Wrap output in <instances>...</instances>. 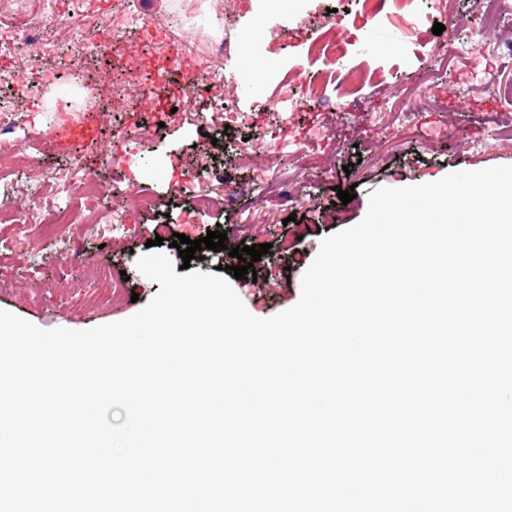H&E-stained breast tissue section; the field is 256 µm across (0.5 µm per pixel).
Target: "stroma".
<instances>
[{"mask_svg":"<svg viewBox=\"0 0 512 512\" xmlns=\"http://www.w3.org/2000/svg\"><path fill=\"white\" fill-rule=\"evenodd\" d=\"M485 0H414L423 17L412 28L395 15L381 22L391 43L372 42L361 34L359 55L376 59L384 68L385 87L354 85L349 97L332 105L302 99L290 120L270 111L279 81L291 77L304 91L319 64H291L327 29L330 10L352 14L358 0H234L224 8L216 0H25L24 6L0 5V35L26 24L38 29L37 45H17L0 54V96L14 98L22 114L15 133V152L0 158V198L16 200L24 190L28 203L20 224L0 223V309L35 326L51 330H85L121 321L137 313L160 290L159 283L136 269L148 254L151 229L167 223L160 253L182 265L174 234L190 239L207 232L226 231V249L205 251L188 262L191 271L223 273L248 311L269 318L293 307L300 299L301 277L319 251L322 237L358 224L366 215L369 195L382 187L435 182L460 170L478 171L512 165V141L501 140L503 114L498 88L512 83V30L494 38L497 57L493 82L470 86L465 73L454 67L441 72L436 85L421 87L412 77L425 66L436 67L448 45L447 35H434V23L455 25L464 38L462 22L476 16ZM122 11L151 16L152 29L112 30L109 19ZM85 33L81 45L72 30ZM250 36L254 56L263 68L260 81L241 60L225 64L215 45L225 36ZM173 56L170 69L158 80L177 90L174 113L158 121L142 94L144 59ZM231 68L236 91L227 100L214 98L213 71ZM54 72L52 82L35 86L37 71ZM124 89L129 107L112 104L114 89ZM423 104L414 137L391 146L369 142L377 126L395 131L397 114L391 94ZM244 112L242 124L225 127L224 110ZM323 124L338 131L337 149L325 152L323 168L308 171L289 151H275L276 140H296L310 127ZM159 134H148L151 126ZM451 128L444 140L427 141L425 131ZM124 132L115 142L114 132ZM249 141L253 158L239 163L235 149ZM268 163L282 189H297L295 211L275 208L255 178L258 163ZM198 185L222 188L224 201L195 212L181 186L188 176ZM122 180L136 192L149 191L155 209L136 213L122 234L111 225L69 224L55 237L39 228L61 185L94 182L111 186ZM354 190L348 204L337 203L338 190ZM269 244L255 262L256 281L235 279L231 257L237 245ZM83 257L98 260L106 278L89 287L71 277L69 266ZM127 275L129 292L112 303L96 302L113 279Z\"/></svg>","mask_w":512,"mask_h":512,"instance_id":"stroma-1","label":"stroma"}]
</instances>
